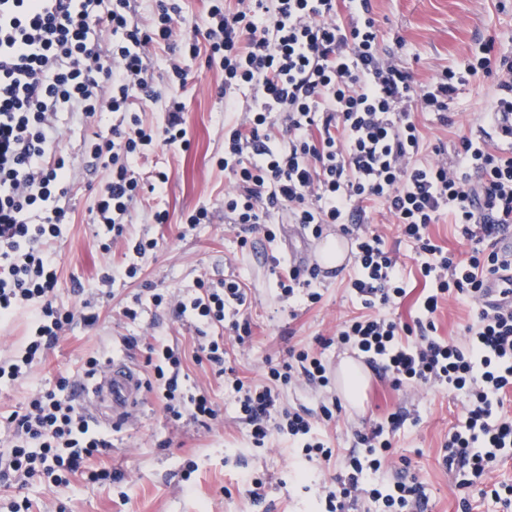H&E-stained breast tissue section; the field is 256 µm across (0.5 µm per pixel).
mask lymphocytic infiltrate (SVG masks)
<instances>
[{"label":"lymphocytic infiltrate","instance_id":"1","mask_svg":"<svg viewBox=\"0 0 512 512\" xmlns=\"http://www.w3.org/2000/svg\"><path fill=\"white\" fill-rule=\"evenodd\" d=\"M357 17L338 22V0H238L233 11L212 7L204 33L210 57L224 71L221 94L253 93L242 123L224 131V170L236 192L224 198V212L243 231L274 238L273 218L287 212L311 235L327 224L348 230L363 223L365 205L382 203L401 235L414 243L415 260L428 291L413 324L385 315L406 295L404 268L381 235L354 236V268L348 286L366 316L345 323L337 347L358 351L394 387L434 383L464 395L462 425L449 433L443 461L479 480L512 449V418L504 398L512 389V307L483 304L487 279L505 265L495 243L512 229V67L497 78L498 94L478 135H464L454 163L423 162L421 138L411 118L414 106L448 125V105L458 86L453 72L430 83H414L395 58L383 56L369 0H349ZM131 0H0V322L30 316L25 340L0 358V384H15L42 363L74 319L92 325L97 314L75 315L55 301L57 263L51 251L68 207L71 168L59 151L62 115L88 124L111 113V137L83 143L84 152L111 177L97 202L98 224L108 242L126 237V217L140 192L133 164L155 140L184 144L178 98H170L161 134L147 131L132 106L154 100L143 49H174L182 39L189 56L199 51L196 31H177L179 9L156 0L148 23L134 20ZM110 42H102L103 32ZM282 113V134L271 131ZM449 214L470 247L466 262L454 261L432 240L431 224ZM466 297L478 303L477 318L457 344L435 337L434 317L444 301ZM248 296L239 281L200 285L175 303L179 316L206 326L238 320ZM154 379L148 391L167 416L197 423L217 419L205 394H185L183 356L166 344L150 347ZM268 384L238 390L237 411L254 447L285 434L309 464L330 461L333 451L318 437L307 408L280 404L281 387L297 380L328 387V366L320 353L289 350L287 362L269 365ZM78 382L57 377L53 387L29 394L12 412L9 451L0 454V482L25 488L31 481L66 483L84 471L120 481L111 468L93 467L111 442L91 422L74 395ZM402 415L359 434L364 455L349 457L335 485L326 487L325 512H344L347 503L368 496L386 512H425L421 484L403 478L386 486L371 483L392 443L386 428Z\"/></svg>","mask_w":512,"mask_h":512}]
</instances>
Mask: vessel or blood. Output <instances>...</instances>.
Returning <instances> with one entry per match:
<instances>
[{
	"label": "vessel or blood",
	"instance_id": "b4317fda",
	"mask_svg": "<svg viewBox=\"0 0 512 512\" xmlns=\"http://www.w3.org/2000/svg\"><path fill=\"white\" fill-rule=\"evenodd\" d=\"M499 250L507 260L505 270L489 281V295L512 305V240H502ZM143 381L137 369L124 360H112L98 377L81 393L84 411L95 418L109 421L111 426L126 424L138 407Z\"/></svg>",
	"mask_w": 512,
	"mask_h": 512
}]
</instances>
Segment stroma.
I'll list each match as a JSON object with an SVG mask.
<instances>
[{
    "instance_id": "35a3bbf8",
    "label": "stroma",
    "mask_w": 512,
    "mask_h": 512,
    "mask_svg": "<svg viewBox=\"0 0 512 512\" xmlns=\"http://www.w3.org/2000/svg\"><path fill=\"white\" fill-rule=\"evenodd\" d=\"M370 4L382 52L400 59L415 83L429 82L445 70L460 78L449 106L451 124L441 125L433 113L419 109L413 114L422 137V158L454 160L460 136L477 129L496 95L495 77L469 75L468 66L485 54L492 67L512 64V0H370ZM144 54L158 97L137 105L136 111L144 127L157 132L167 123L169 98L178 97L185 105L182 121L189 146L157 142L147 157L135 162L142 189L130 209L131 238L106 250L93 218L96 190L109 172L92 166L80 145L108 134L112 118L107 115L88 125L62 118L60 145L71 157L74 173L68 222L56 244V302L64 308L87 307L98 321L91 326L75 323L25 381L0 385V453L9 439L5 419L23 406L29 393L52 387L62 371L84 375V362L90 356L104 363L123 357L143 379H150L152 371L145 359L149 345L157 340L184 353L187 392L207 394L221 418L208 426L191 421L176 424L166 418L153 394H144L135 419L110 433L107 462L123 473V481L95 483L78 474L69 484L52 489L35 481L24 491L29 512H324L321 487L335 482L342 457L361 452L358 433L396 412L406 420L392 436L391 455L376 474V482H392L400 472L416 476L429 498L427 512H512V504L503 505L492 494L494 484L512 486V454L481 485L469 488L459 487V474L444 464L441 448L449 431L461 423L464 397L436 384L395 389L374 371L365 370L357 399L343 401L335 421L320 429L336 452L322 467H302L283 434L275 435L269 447L252 449L232 389L208 365L194 360L200 336L197 323L178 317L168 305H155L151 289L184 295L194 292L201 278L217 281L232 276L244 283L250 299L245 312L250 338L242 347L227 345L226 361L253 385L264 383L267 362L287 360L292 347H317L364 310L348 287L345 268L314 282V291L322 295L319 303L280 297L269 258L275 255L285 261L291 252L304 250L308 241L304 230L282 212L275 217V239L259 231L243 239L224 218V195L233 188L218 164L224 155V129L243 118L249 93L220 96L224 73L210 61L207 49L185 59L188 78L182 86L169 80L167 50L149 45ZM202 207L208 210V220L188 227L187 217ZM159 211L166 212V223L155 222ZM367 228L380 232L387 247L406 264L407 295L394 313L402 321H412L424 288L413 245L400 237L382 204H369ZM139 238L157 243L143 261L131 247ZM135 262L141 265L137 279L110 289L103 285L106 272ZM132 304L139 311L133 321L123 314ZM475 317L476 309L467 299L443 302L435 320L437 334L462 341ZM190 460L198 469L188 474L184 466ZM247 474L264 480L262 503H253L247 494L243 485Z\"/></svg>"
}]
</instances>
